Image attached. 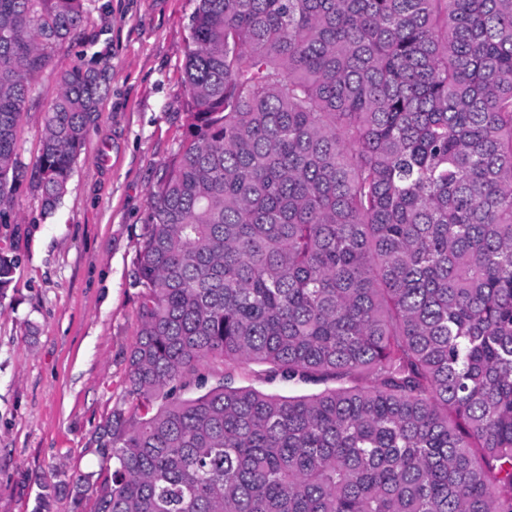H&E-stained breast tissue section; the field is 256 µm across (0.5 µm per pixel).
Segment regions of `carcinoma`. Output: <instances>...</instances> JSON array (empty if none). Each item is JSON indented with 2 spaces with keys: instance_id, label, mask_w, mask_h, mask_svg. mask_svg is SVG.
<instances>
[{
  "instance_id": "obj_1",
  "label": "carcinoma",
  "mask_w": 512,
  "mask_h": 512,
  "mask_svg": "<svg viewBox=\"0 0 512 512\" xmlns=\"http://www.w3.org/2000/svg\"><path fill=\"white\" fill-rule=\"evenodd\" d=\"M88 13L0 0L3 219ZM183 81L95 512H512V0H197ZM59 83L47 214L104 98L93 69ZM210 362L326 388L177 395Z\"/></svg>"
}]
</instances>
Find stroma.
<instances>
[{"label":"stroma","mask_w":512,"mask_h":512,"mask_svg":"<svg viewBox=\"0 0 512 512\" xmlns=\"http://www.w3.org/2000/svg\"><path fill=\"white\" fill-rule=\"evenodd\" d=\"M83 39L57 47L28 101L19 154L32 165L58 75L102 70L108 93L89 126L68 190L51 214L29 181L14 193L0 248L18 257L0 297V512H33L45 486L51 512H74L69 487L98 472L97 437L122 404L126 355L138 332L134 259L148 191L183 132L181 79L195 0H89ZM207 386L279 395L264 366L208 364Z\"/></svg>","instance_id":"obj_1"}]
</instances>
